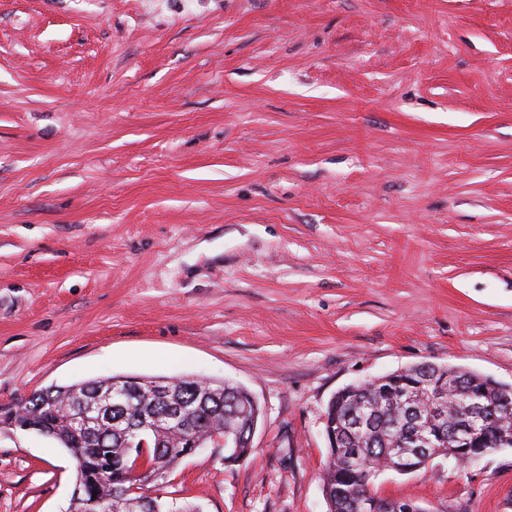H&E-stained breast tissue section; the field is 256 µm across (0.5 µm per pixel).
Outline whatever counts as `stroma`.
<instances>
[{
    "instance_id": "obj_1",
    "label": "stroma",
    "mask_w": 512,
    "mask_h": 512,
    "mask_svg": "<svg viewBox=\"0 0 512 512\" xmlns=\"http://www.w3.org/2000/svg\"><path fill=\"white\" fill-rule=\"evenodd\" d=\"M420 363L512 385V0H0V409L228 379L251 455L169 496L326 512L329 400ZM374 488L512 512V448ZM74 491L0 425V512Z\"/></svg>"
}]
</instances>
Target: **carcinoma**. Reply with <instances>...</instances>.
<instances>
[{
    "label": "carcinoma",
    "instance_id": "obj_1",
    "mask_svg": "<svg viewBox=\"0 0 512 512\" xmlns=\"http://www.w3.org/2000/svg\"><path fill=\"white\" fill-rule=\"evenodd\" d=\"M140 392L129 395L111 419L87 427L73 423L75 416L97 404L99 391L112 379L78 384L80 401L62 398L69 387L51 386L34 393L22 406L19 427L35 426L63 447L81 452L85 464L76 468L77 482L90 494L112 496V488L132 487L145 492L159 486L150 480L158 469L170 470L184 458L183 437H222L250 434L261 411L250 393L233 383L205 384L197 377L171 379L164 391H154V381L126 377ZM183 407L189 411L182 426H157L146 456L125 453L123 429L112 423L121 416L125 426L155 425L154 418ZM471 428L468 442L454 439L458 427ZM324 431L329 444L323 476L328 512H354L359 497L378 502V512H413L411 501L379 496L373 489L377 476L394 469L395 453L407 456L414 473L426 467L435 453L453 449L452 460L471 462L501 448H512V390L492 378L457 367L421 363L339 390L325 410ZM112 457V482L102 484L95 473L98 458Z\"/></svg>",
    "mask_w": 512,
    "mask_h": 512
}]
</instances>
